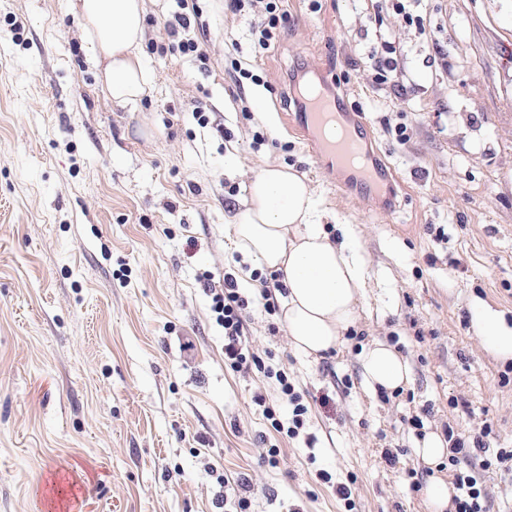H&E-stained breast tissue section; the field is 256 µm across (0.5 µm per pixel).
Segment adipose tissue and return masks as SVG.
<instances>
[{"instance_id":"obj_1","label":"adipose tissue","mask_w":512,"mask_h":512,"mask_svg":"<svg viewBox=\"0 0 512 512\" xmlns=\"http://www.w3.org/2000/svg\"><path fill=\"white\" fill-rule=\"evenodd\" d=\"M86 41L104 61L102 80L114 103L140 97L148 73L139 53L142 0H70ZM249 203L231 224L237 251L257 267L282 273L287 298L282 310L293 347L320 358L336 349L359 318L365 268L352 228L333 242L321 224L319 202L308 180L292 167L269 164L248 185ZM472 325L483 348L512 360V325L491 307L477 304ZM365 384L393 391L410 380L409 364L392 345L375 340L359 355Z\"/></svg>"}]
</instances>
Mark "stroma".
I'll use <instances>...</instances> for the list:
<instances>
[{
	"label": "stroma",
	"mask_w": 512,
	"mask_h": 512,
	"mask_svg": "<svg viewBox=\"0 0 512 512\" xmlns=\"http://www.w3.org/2000/svg\"><path fill=\"white\" fill-rule=\"evenodd\" d=\"M394 2L285 0L263 49L265 0H198L201 61L172 49L173 0H144L149 83L117 105L69 0H0V24L22 27L0 39V512H429L423 489L448 467L417 459L425 435L488 426L490 450L512 448V363L470 321L480 300L512 324V0H408L410 25ZM384 40L399 65L380 88ZM300 74L363 108L396 195L336 189L285 125ZM268 163L306 175L333 240L353 225L367 273L359 320L316 360L228 237ZM228 268L254 353L308 408L297 437L252 401L279 408L275 380L224 363L202 275ZM376 339L407 359L404 388L364 385ZM266 17L254 26V34L258 44L266 49L275 38L276 31L288 22V14L283 9L282 0L266 1Z\"/></svg>",
	"instance_id": "stroma-1"
}]
</instances>
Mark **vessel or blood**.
Segmentation results:
<instances>
[{"mask_svg":"<svg viewBox=\"0 0 512 512\" xmlns=\"http://www.w3.org/2000/svg\"><path fill=\"white\" fill-rule=\"evenodd\" d=\"M292 123L307 133L318 157L327 159L346 178L375 188L384 182V174L366 155V124L344 112L338 96L316 91L305 107L293 114Z\"/></svg>","mask_w":512,"mask_h":512,"instance_id":"1","label":"vessel or blood"}]
</instances>
